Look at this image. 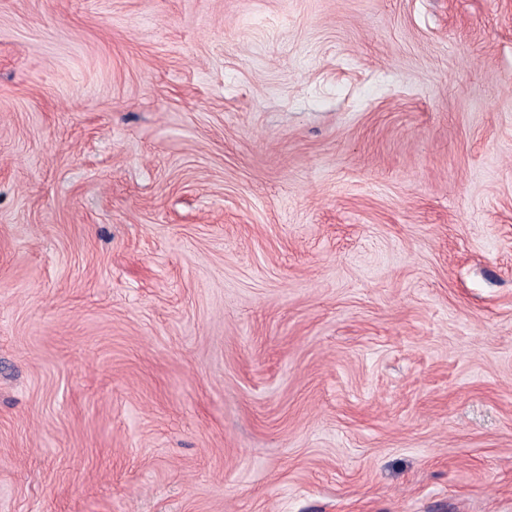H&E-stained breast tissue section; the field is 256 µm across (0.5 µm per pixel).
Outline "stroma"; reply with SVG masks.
<instances>
[{"mask_svg": "<svg viewBox=\"0 0 512 512\" xmlns=\"http://www.w3.org/2000/svg\"><path fill=\"white\" fill-rule=\"evenodd\" d=\"M0 512H512V0H0Z\"/></svg>", "mask_w": 512, "mask_h": 512, "instance_id": "1", "label": "stroma"}]
</instances>
